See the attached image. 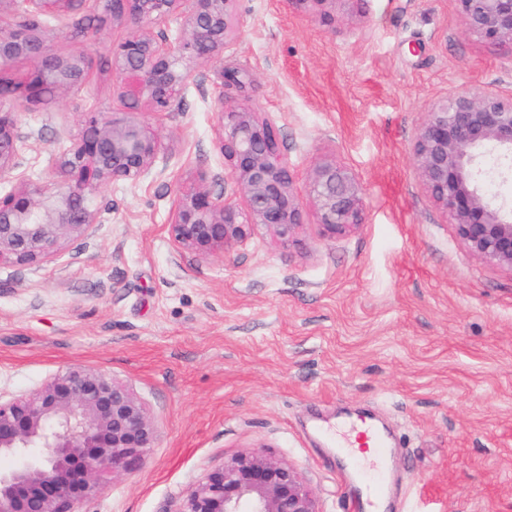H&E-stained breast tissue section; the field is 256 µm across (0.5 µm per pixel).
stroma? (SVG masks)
I'll return each mask as SVG.
<instances>
[{"label":"stroma","mask_w":512,"mask_h":512,"mask_svg":"<svg viewBox=\"0 0 512 512\" xmlns=\"http://www.w3.org/2000/svg\"><path fill=\"white\" fill-rule=\"evenodd\" d=\"M222 59L188 84L162 140L160 175L101 187L100 222L36 269L0 266V397L74 367L128 385L157 441L141 467L104 474L81 512H178L187 487L250 452L276 456L321 512H350L373 475L326 431L375 418L390 439L393 506L512 512V271L469 250L432 202L411 155L435 101L512 92V47L470 34L456 0H236ZM49 49L90 58L80 94L19 104L26 138L14 178L49 182L86 113L120 109L113 43L124 25L53 18ZM245 76L224 89L222 70ZM225 108L248 99L276 129L297 184L325 158L361 178L365 221L323 237L313 209L293 243L259 229L225 256H177L167 234L200 167L220 169Z\"/></svg>","instance_id":"35a3bbf8"}]
</instances>
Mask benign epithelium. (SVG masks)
I'll use <instances>...</instances> for the list:
<instances>
[{"instance_id": "7a95c632", "label": "benign epithelium", "mask_w": 512, "mask_h": 512, "mask_svg": "<svg viewBox=\"0 0 512 512\" xmlns=\"http://www.w3.org/2000/svg\"><path fill=\"white\" fill-rule=\"evenodd\" d=\"M88 0H0V13L21 9V28L0 29V178L18 166L24 137L17 100L45 104L79 93L88 57L49 53L37 19L66 20ZM236 0H97L99 20L137 30L112 46L113 84L120 112L94 115L57 159L60 179L24 182L0 194V262L38 267L63 246L85 239L98 223L97 190L118 181L137 183L156 174L163 150L149 124L132 115L166 116L200 68L224 54L233 32ZM467 29L493 43L512 44V0H456ZM184 12L175 37L153 28ZM33 68L20 81L7 75L18 59ZM220 116L216 148L228 162L244 209L214 191L224 173L202 167L194 185L177 199L168 234L177 256L222 257L264 228L284 245L304 226V202L271 125L251 103ZM492 148L502 159L495 175L512 178V95L460 91L435 102L413 144L412 157L435 204L453 220L472 253L512 269V205L484 190L483 160ZM308 201L321 234L343 237L364 223L360 178L334 159L308 175ZM156 427L134 391L102 373L71 369L33 392L0 398V456L17 466L0 471V512H80L79 505L104 490L108 471L137 469L152 447ZM178 512H320L304 478L263 453L237 456L213 468L187 489Z\"/></svg>"}]
</instances>
